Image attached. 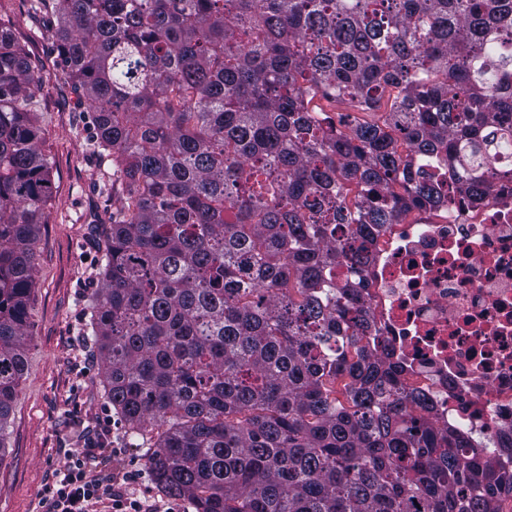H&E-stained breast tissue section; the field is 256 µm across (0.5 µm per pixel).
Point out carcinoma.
I'll return each instance as SVG.
<instances>
[{
    "mask_svg": "<svg viewBox=\"0 0 512 512\" xmlns=\"http://www.w3.org/2000/svg\"><path fill=\"white\" fill-rule=\"evenodd\" d=\"M123 204L85 335L155 485L195 512H504L512 472L440 430L338 283L372 233L471 202L512 151V0H52ZM0 28V449L53 191Z\"/></svg>",
    "mask_w": 512,
    "mask_h": 512,
    "instance_id": "cac0c4a2",
    "label": "carcinoma"
}]
</instances>
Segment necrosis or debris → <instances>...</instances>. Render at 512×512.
Returning <instances> with one entry per match:
<instances>
[{"label":"necrosis or debris","mask_w":512,"mask_h":512,"mask_svg":"<svg viewBox=\"0 0 512 512\" xmlns=\"http://www.w3.org/2000/svg\"><path fill=\"white\" fill-rule=\"evenodd\" d=\"M361 303L407 386L450 428L512 471V183L448 202L376 236Z\"/></svg>","instance_id":"necrosis-or-debris-1"}]
</instances>
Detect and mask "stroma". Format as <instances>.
I'll return each instance as SVG.
<instances>
[{"instance_id": "35a3bbf8", "label": "stroma", "mask_w": 512, "mask_h": 512, "mask_svg": "<svg viewBox=\"0 0 512 512\" xmlns=\"http://www.w3.org/2000/svg\"><path fill=\"white\" fill-rule=\"evenodd\" d=\"M55 22L47 0H0V26L45 77L36 120L54 184L48 222L38 234L26 365L0 443V512H43V492L68 453L89 445L102 447L99 468L110 475L145 463L140 436L122 425L98 429L110 405L100 363L87 359L95 347L84 334L86 300L99 285L97 226L119 207L120 196L112 191L110 164L94 148L89 105L62 78L46 33ZM115 447L120 457L112 456Z\"/></svg>"}]
</instances>
